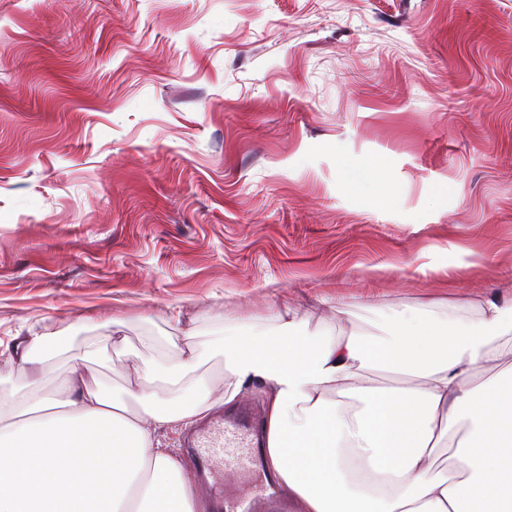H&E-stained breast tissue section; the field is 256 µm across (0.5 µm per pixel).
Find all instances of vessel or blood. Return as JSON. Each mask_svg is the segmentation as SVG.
I'll return each instance as SVG.
<instances>
[{"mask_svg":"<svg viewBox=\"0 0 512 512\" xmlns=\"http://www.w3.org/2000/svg\"><path fill=\"white\" fill-rule=\"evenodd\" d=\"M186 446L195 458V476L210 497L213 512H254L253 497L232 495L224 482L225 473L249 469L253 456L263 446L252 408L219 415L192 428L186 436Z\"/></svg>","mask_w":512,"mask_h":512,"instance_id":"obj_1","label":"vessel or blood"}]
</instances>
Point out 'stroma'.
Listing matches in <instances>:
<instances>
[{"label": "stroma", "mask_w": 512, "mask_h": 512, "mask_svg": "<svg viewBox=\"0 0 512 512\" xmlns=\"http://www.w3.org/2000/svg\"><path fill=\"white\" fill-rule=\"evenodd\" d=\"M510 281L512 0H0L16 385L119 392L161 337L284 306L336 337L376 302L475 318ZM32 331L66 346L22 367Z\"/></svg>", "instance_id": "stroma-1"}]
</instances>
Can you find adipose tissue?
Here are the masks:
<instances>
[{
    "mask_svg": "<svg viewBox=\"0 0 512 512\" xmlns=\"http://www.w3.org/2000/svg\"><path fill=\"white\" fill-rule=\"evenodd\" d=\"M374 333L345 339L289 310L268 325L228 323L209 343L167 337L171 362L139 366L141 389L118 393L72 368L67 394L36 386L0 399V512H195L194 492L158 430L267 393L265 462L298 512H512V300L480 318L434 304H377ZM223 357L224 393L198 373ZM506 366L505 378L478 379ZM375 372L415 386H371ZM164 382L159 403L149 383ZM456 442L447 467L438 450Z\"/></svg>",
    "mask_w": 512,
    "mask_h": 512,
    "instance_id": "obj_1",
    "label": "adipose tissue"
}]
</instances>
